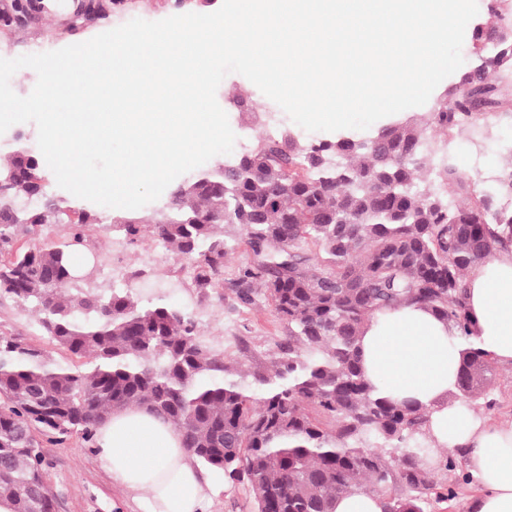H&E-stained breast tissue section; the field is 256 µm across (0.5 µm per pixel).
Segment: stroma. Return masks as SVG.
<instances>
[{
	"mask_svg": "<svg viewBox=\"0 0 512 512\" xmlns=\"http://www.w3.org/2000/svg\"><path fill=\"white\" fill-rule=\"evenodd\" d=\"M46 11L39 25L5 30L0 28V58L14 59L28 52L29 42L42 44L44 51H55L141 18L161 20L175 15L174 0H124L109 18L98 23L69 28L75 0H44ZM243 94L246 107H239L235 94ZM216 99L226 112L237 140L233 152L256 148L267 133H288L304 143L326 139V132H309L297 125L274 101L250 80L238 73L225 76ZM424 142L432 148L447 147L460 170L474 186L493 179L506 163L502 152L512 144V123L503 122L493 136H461L445 140L432 128L424 129ZM89 246L76 261L93 268L99 288L115 286L130 289L142 302H167L179 305L196 321L199 334L225 361L235 363L243 374L270 371L288 340V325L277 314L262 288H255L251 304L240 303L232 289L239 271L251 258V251L239 228L224 229L226 255L224 280L219 287L201 289L193 283L191 263L176 252L161 253L152 233H144L137 246L127 245L113 231L112 224L90 225ZM0 335L18 336L25 341L49 347L53 357L63 364L77 359L65 349L50 346L37 315L21 307L11 297H0ZM493 406L466 401L450 394L449 403L467 406L476 413L494 419H512V366L500 365L491 387ZM46 459L45 477L56 498V512H140L138 504L113 488L108 474L80 435L64 439L44 436L40 439Z\"/></svg>",
	"mask_w": 512,
	"mask_h": 512,
	"instance_id": "35a3bbf8",
	"label": "stroma"
}]
</instances>
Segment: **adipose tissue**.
<instances>
[{
    "instance_id": "adipose-tissue-1",
    "label": "adipose tissue",
    "mask_w": 512,
    "mask_h": 512,
    "mask_svg": "<svg viewBox=\"0 0 512 512\" xmlns=\"http://www.w3.org/2000/svg\"><path fill=\"white\" fill-rule=\"evenodd\" d=\"M465 289L476 347L512 365V250L474 265ZM358 345L379 394L428 407L434 446L463 453L476 485L469 512H512V420L490 421L448 402L461 368L456 330L424 308L402 305L365 323ZM94 451L113 486L141 512H209L215 480L201 472L180 433L149 411L113 413L97 428Z\"/></svg>"
}]
</instances>
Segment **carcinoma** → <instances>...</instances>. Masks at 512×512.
Listing matches in <instances>:
<instances>
[{
  "label": "carcinoma",
  "instance_id": "cac0c4a2",
  "mask_svg": "<svg viewBox=\"0 0 512 512\" xmlns=\"http://www.w3.org/2000/svg\"><path fill=\"white\" fill-rule=\"evenodd\" d=\"M479 43L493 50L419 121L376 135L339 134L302 144L290 135L173 187L154 236L194 262V284L223 281L221 229L238 227L253 261L234 283L252 302L258 282L288 324L271 374L252 384L197 337L171 304L128 291L72 294L74 251L87 246L81 211L57 246L15 247L69 207L49 196L38 159L15 148L0 164V294L39 315L55 344L86 359L57 362L21 338L0 336V497L13 512H55L39 434L93 442L112 412L139 406L173 424L204 467L249 482L255 512H335L336 495L376 492L385 512H425L435 489L426 464L428 408L374 392L357 339L372 316L402 304L432 311L466 344L457 392L493 405L494 361L471 347L465 272L512 246V166L487 188L471 186L443 155L426 168L420 124L453 139L482 108L512 119V0H493ZM428 169L431 177L421 178ZM128 242L144 219L110 217Z\"/></svg>",
  "mask_w": 512,
  "mask_h": 512
}]
</instances>
